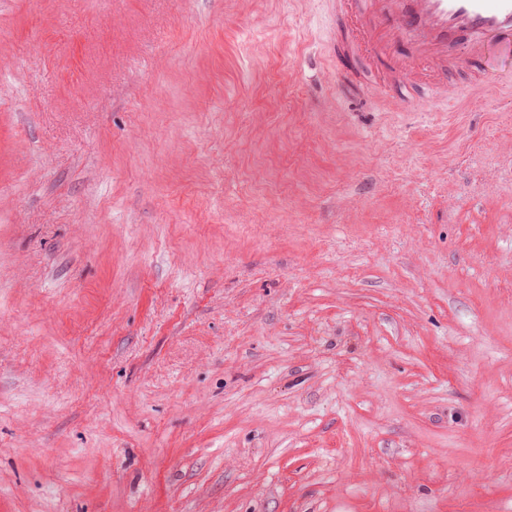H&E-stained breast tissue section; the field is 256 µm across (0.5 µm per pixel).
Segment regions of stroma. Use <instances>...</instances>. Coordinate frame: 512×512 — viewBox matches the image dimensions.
Instances as JSON below:
<instances>
[{"instance_id": "obj_1", "label": "stroma", "mask_w": 512, "mask_h": 512, "mask_svg": "<svg viewBox=\"0 0 512 512\" xmlns=\"http://www.w3.org/2000/svg\"><path fill=\"white\" fill-rule=\"evenodd\" d=\"M331 0H0V512H512V66L344 93Z\"/></svg>"}]
</instances>
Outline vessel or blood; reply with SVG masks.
<instances>
[{"instance_id":"obj_1","label":"vessel or blood","mask_w":512,"mask_h":512,"mask_svg":"<svg viewBox=\"0 0 512 512\" xmlns=\"http://www.w3.org/2000/svg\"><path fill=\"white\" fill-rule=\"evenodd\" d=\"M346 21L345 37L336 58L372 61L365 81L427 92L437 101L448 93L449 74L466 71L468 83L479 86L491 72L483 62L488 40H499L501 52L512 56V0H334ZM408 54L396 55L399 43ZM461 44L463 57L449 55L448 46Z\"/></svg>"}]
</instances>
